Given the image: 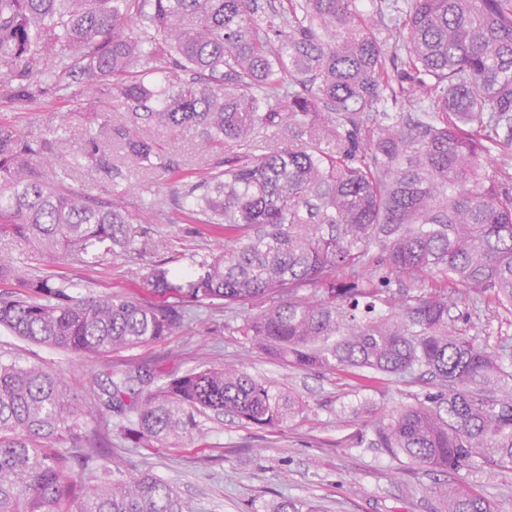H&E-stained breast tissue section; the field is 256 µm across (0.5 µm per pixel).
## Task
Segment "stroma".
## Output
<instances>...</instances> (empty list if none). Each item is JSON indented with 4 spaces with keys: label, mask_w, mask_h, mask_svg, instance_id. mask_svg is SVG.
<instances>
[{
    "label": "stroma",
    "mask_w": 512,
    "mask_h": 512,
    "mask_svg": "<svg viewBox=\"0 0 512 512\" xmlns=\"http://www.w3.org/2000/svg\"><path fill=\"white\" fill-rule=\"evenodd\" d=\"M0 84V121L22 135L38 136L59 129L70 144L82 142L88 115L97 111L96 90H82L83 106L39 88L23 106L9 102ZM169 155L186 171L203 174L215 161L196 131L170 142ZM116 170L106 178L88 171L73 174L71 190L120 199L147 234L119 257L88 267L72 266L38 253L27 241L0 239V255L22 266L64 275L98 292H120L150 298L148 276L164 264L172 280L189 279L218 243L204 225L181 219L184 186L122 159L114 149ZM261 304L227 308H193L168 336L139 347L85 359L70 352L38 346L0 329V357L39 363L65 376L71 396L82 395L92 375L145 369L159 379L203 365L240 369L292 393L307 408L275 429H260L224 415L203 423L202 433L180 445L143 447L113 422L103 452L113 472L128 478L152 475L177 489L186 512H265L268 504L287 497L321 506L323 512H434L430 492L436 477L418 467H404L385 449L369 447L364 438L377 420L412 404L425 384L392 379L358 387L342 371L288 364L258 349L241 328L259 313ZM454 329L481 345L512 344V312L495 305L453 300ZM466 481L484 493L496 512H512V472L470 471Z\"/></svg>",
    "instance_id": "1"
}]
</instances>
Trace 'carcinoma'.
Segmentation results:
<instances>
[{
  "mask_svg": "<svg viewBox=\"0 0 512 512\" xmlns=\"http://www.w3.org/2000/svg\"><path fill=\"white\" fill-rule=\"evenodd\" d=\"M256 0H0V79L18 103L33 83L99 84V131L71 149L59 131L25 137L0 122V237L72 264L130 251L143 232L108 199L76 193L79 170L112 176V146L169 180L166 145L196 130L219 158L184 193L185 215L227 244L183 284L155 266V300L81 295L63 276L0 258V328L93 359L168 335L180 308L275 304L243 332L304 367L369 371L431 390L372 429L370 444L428 473L512 471V346L488 350L449 324L448 289L512 311V175L484 158L512 148V0H376L406 31L390 80L384 41L360 0H287L265 21ZM134 17L153 39L129 30ZM286 125L301 143L256 149ZM156 128L163 138L144 136ZM325 140L334 149L322 147ZM61 162L51 180L43 163ZM421 275L439 284L391 302ZM313 287L317 299L299 291ZM304 409L241 370L202 366L152 385L106 373L63 399L60 375L0 357V512H185L156 477L103 469L93 441L126 422L137 443L191 434L231 414L278 427ZM85 438L83 448L49 443ZM440 512H494L459 478L431 487Z\"/></svg>",
  "mask_w": 512,
  "mask_h": 512,
  "instance_id": "obj_1",
  "label": "carcinoma"
}]
</instances>
